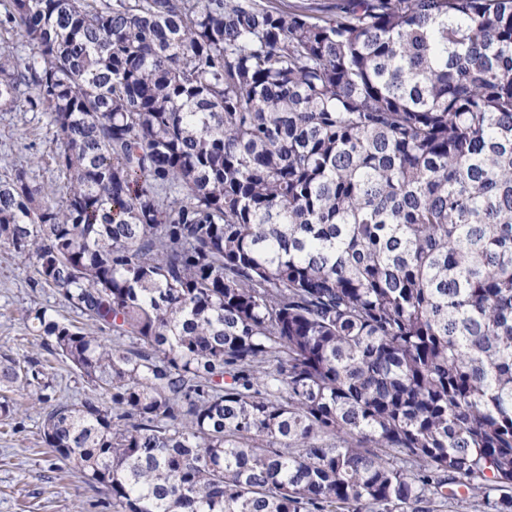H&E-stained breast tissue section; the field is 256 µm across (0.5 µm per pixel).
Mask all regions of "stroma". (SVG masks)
<instances>
[{"mask_svg":"<svg viewBox=\"0 0 512 512\" xmlns=\"http://www.w3.org/2000/svg\"><path fill=\"white\" fill-rule=\"evenodd\" d=\"M57 145L44 113L19 103L0 112V168L23 164L38 184L60 185L53 155ZM33 267L0 247V353L17 359L39 358L50 395L60 401L80 398L86 383L58 356L41 350L27 330L26 316L44 308L68 315L60 298L31 285ZM48 404L31 392L17 396L12 419L0 420V512H112L104 493L94 490L74 469L55 465L41 439Z\"/></svg>","mask_w":512,"mask_h":512,"instance_id":"stroma-1","label":"stroma"}]
</instances>
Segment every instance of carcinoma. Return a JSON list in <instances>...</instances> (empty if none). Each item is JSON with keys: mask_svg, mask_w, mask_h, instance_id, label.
I'll return each mask as SVG.
<instances>
[{"mask_svg": "<svg viewBox=\"0 0 512 512\" xmlns=\"http://www.w3.org/2000/svg\"><path fill=\"white\" fill-rule=\"evenodd\" d=\"M0 246L85 324L46 413L112 512H512V0H6ZM39 362L0 355L8 393ZM56 150L43 112L29 111L24 100L13 112H0V168L28 165L38 184L58 189L61 180L52 159Z\"/></svg>", "mask_w": 512, "mask_h": 512, "instance_id": "carcinoma-1", "label": "carcinoma"}]
</instances>
